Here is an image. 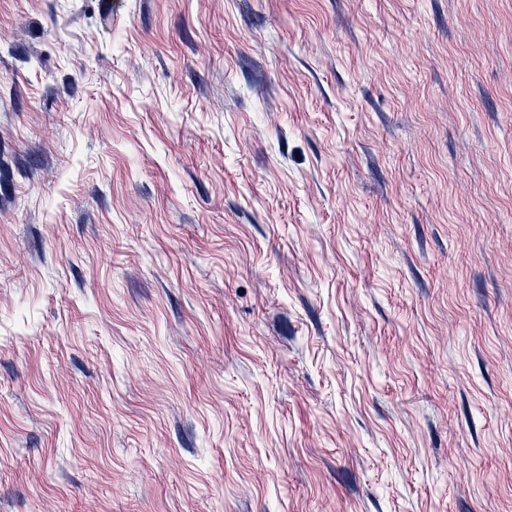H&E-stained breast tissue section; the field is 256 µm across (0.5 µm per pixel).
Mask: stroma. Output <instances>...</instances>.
<instances>
[{
    "label": "stroma",
    "mask_w": 512,
    "mask_h": 512,
    "mask_svg": "<svg viewBox=\"0 0 512 512\" xmlns=\"http://www.w3.org/2000/svg\"><path fill=\"white\" fill-rule=\"evenodd\" d=\"M0 512H512V0H0Z\"/></svg>",
    "instance_id": "1"
}]
</instances>
